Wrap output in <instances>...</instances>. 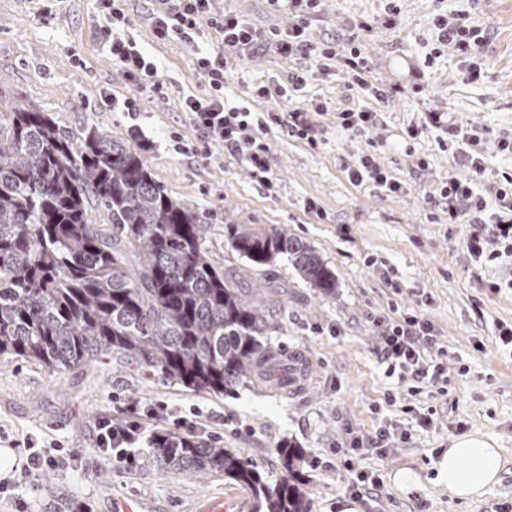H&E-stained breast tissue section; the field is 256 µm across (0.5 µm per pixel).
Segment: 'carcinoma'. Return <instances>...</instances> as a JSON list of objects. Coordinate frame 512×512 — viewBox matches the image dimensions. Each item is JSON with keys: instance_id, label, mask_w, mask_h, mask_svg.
Here are the masks:
<instances>
[{"instance_id": "cac0c4a2", "label": "carcinoma", "mask_w": 512, "mask_h": 512, "mask_svg": "<svg viewBox=\"0 0 512 512\" xmlns=\"http://www.w3.org/2000/svg\"><path fill=\"white\" fill-rule=\"evenodd\" d=\"M227 233L254 272L285 259L308 287L336 293L318 251L286 229ZM202 239L199 213L126 143L95 126L76 136L47 112L0 101V355L58 371L112 354L214 395L253 381L270 352L264 308ZM277 452L275 480L179 433L158 435L149 455L163 472L234 481L255 512H312L304 451L285 442Z\"/></svg>"}]
</instances>
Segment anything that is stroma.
Here are the masks:
<instances>
[{"instance_id":"obj_1","label":"stroma","mask_w":512,"mask_h":512,"mask_svg":"<svg viewBox=\"0 0 512 512\" xmlns=\"http://www.w3.org/2000/svg\"><path fill=\"white\" fill-rule=\"evenodd\" d=\"M231 10L258 30L285 28L293 17L268 0H229ZM455 0H399L395 27L368 34L364 52L374 83L422 85L384 103L371 95L348 96L341 76L310 80L299 102L322 103L318 146L267 135L276 182L274 193L258 189L243 159L182 150L193 130L183 110L186 96L206 85L193 64L195 47L157 39L145 19L143 0L128 5L131 32L158 65L162 95L143 92L100 51L94 0H0V98L16 99L53 115L61 128L79 133L94 125L141 154L172 197L193 205L204 222V246L215 265L239 274L246 287L263 283L272 350L304 351L309 382L288 394L287 373L277 382L239 386L217 396L195 392L160 372L104 356L68 371L32 360L0 356V449H12L16 463L7 477L12 492L0 494V512H122L134 501L138 512H195L201 501H223L224 512H250V493L223 476L198 480L160 474L139 451L133 465L101 463L95 427L100 419L140 421L147 433L171 431L215 441L255 463L269 479L282 466L281 442L302 448L325 466H305L312 512H496L512 502V354L491 344L496 324L512 325V262L476 265L462 244L465 228L435 216L425 200L454 168L451 151L435 134L417 141L406 127L429 111L449 112L465 126L483 130L488 140L512 133V0H472V21L488 36L479 50L484 79L472 84L455 48L445 47L433 63L432 19ZM387 0H322L311 40L345 38L350 20L382 17ZM301 55L267 52L235 63L224 84L226 103L286 113L294 102L272 95L255 97L257 87L284 82L289 70L308 67ZM353 107L383 111L374 132L387 147L370 152L365 139L336 127L334 111ZM375 162L402 184L386 194L353 186L344 170L359 156ZM426 160L418 169L417 160ZM314 210H307L308 202ZM230 224L286 226L310 242L336 274L335 296L322 295L300 281L287 262L258 275L226 242ZM500 284L491 292L490 284ZM426 315L448 357V392L424 386L409 396L407 383L385 373L373 351L377 319L392 306ZM396 405H386L385 393ZM436 407L434 425L413 427L406 447L385 458H360V468L379 474L381 497L356 502L346 493L349 474L329 450L345 429L366 434L380 421L402 419L401 405ZM166 406L163 417L151 409ZM479 433L502 451L499 481L482 498L465 501L449 494L435 464L450 441ZM44 448L61 445L71 461L49 473L27 469L25 441ZM416 480L395 484L396 473Z\"/></svg>"}]
</instances>
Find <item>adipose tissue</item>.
I'll list each match as a JSON object with an SVG mask.
<instances>
[{"mask_svg":"<svg viewBox=\"0 0 512 512\" xmlns=\"http://www.w3.org/2000/svg\"><path fill=\"white\" fill-rule=\"evenodd\" d=\"M502 456L495 441L470 434L454 439L438 462V473L449 493L471 500L498 481Z\"/></svg>","mask_w":512,"mask_h":512,"instance_id":"ef3b65f1","label":"adipose tissue"}]
</instances>
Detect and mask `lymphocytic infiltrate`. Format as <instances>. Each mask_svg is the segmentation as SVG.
<instances>
[{
    "label": "lymphocytic infiltrate",
    "instance_id": "1",
    "mask_svg": "<svg viewBox=\"0 0 512 512\" xmlns=\"http://www.w3.org/2000/svg\"><path fill=\"white\" fill-rule=\"evenodd\" d=\"M129 0H95L100 17L97 39L102 50L118 65L126 79L153 92H161L157 80L158 66L140 48L130 32ZM147 20L157 39L178 38L195 45L194 64L202 74L207 90L204 95L187 96L184 109L190 115L195 135L185 150L194 155L209 154L213 145L222 146L225 154L246 161L252 181L269 191L274 187L270 146L266 134L279 129L282 136L307 141L317 146V118L326 114L327 107L317 104L314 109L298 107L289 114L255 112L250 107L229 106L224 101V82L232 74L234 62L271 50L281 57L300 54L313 60L315 70L300 69L289 72L286 81L275 89L259 87L258 96L275 93L296 97L313 74L340 71L346 90H360L379 101H387L393 93L374 86L370 68L361 51V41L372 26L364 20L349 25L348 42L333 40L311 41L309 29L320 17V0H270L271 5L283 4L293 10L295 19L285 29L277 27L260 32L249 22L227 7L225 0H146ZM213 29L219 36L215 47H198L202 28ZM437 45L452 46L466 63L469 82H480L483 69L477 60V51L487 38L479 25L473 24L467 6L436 14L433 19ZM380 115L374 111L344 109L336 114V123L354 136L366 138L369 154L360 156L357 163L348 165V178L358 187H375L396 193L400 182L388 178L375 163L372 152L382 146L371 133L377 127ZM435 131L439 142H451L454 147L456 172L447 181L430 191L427 200L433 209L446 214L450 223L465 224L469 232L465 247L474 261L512 259V174L502 173L500 179L484 181L485 154L488 149L512 154V136L486 144L480 130L458 125L447 113L429 112L421 122L406 129L409 139ZM375 339L379 363L385 364L387 375L410 379L436 387L439 394H447L448 365L446 352L439 348L433 323L422 314L400 312L397 317L380 322ZM97 445L105 463H129L135 458V448L143 438L140 423L121 425L112 420H100L96 427ZM411 435L403 426L384 423L373 434L364 436L346 430L335 453L352 478L348 494L361 500L377 496L382 481L377 474L354 467L356 456L385 457L410 441Z\"/></svg>",
    "mask_w": 512,
    "mask_h": 512
}]
</instances>
